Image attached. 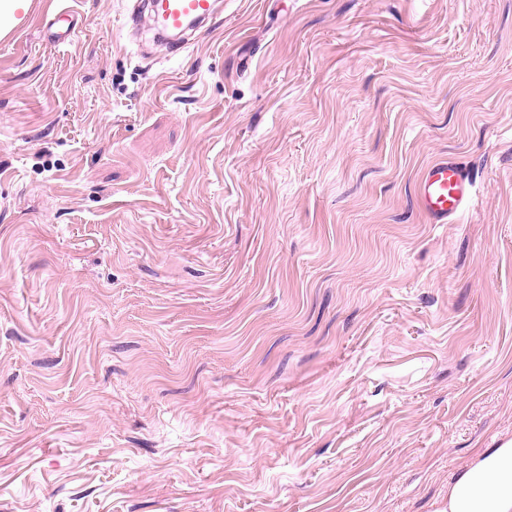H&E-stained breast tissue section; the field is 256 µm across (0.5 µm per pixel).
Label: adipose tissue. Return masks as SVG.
<instances>
[{
	"label": "adipose tissue",
	"instance_id": "obj_1",
	"mask_svg": "<svg viewBox=\"0 0 512 512\" xmlns=\"http://www.w3.org/2000/svg\"><path fill=\"white\" fill-rule=\"evenodd\" d=\"M446 512H512V439L476 453L449 479Z\"/></svg>",
	"mask_w": 512,
	"mask_h": 512
}]
</instances>
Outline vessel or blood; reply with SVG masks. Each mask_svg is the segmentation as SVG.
<instances>
[{
  "label": "vessel or blood",
  "instance_id": "b4317fda",
  "mask_svg": "<svg viewBox=\"0 0 512 512\" xmlns=\"http://www.w3.org/2000/svg\"><path fill=\"white\" fill-rule=\"evenodd\" d=\"M211 13L212 0H162V19L170 28H181L187 19H205ZM414 193L419 208L431 224L459 220L475 207L479 198L469 169L449 156L432 161L422 170Z\"/></svg>",
  "mask_w": 512,
  "mask_h": 512
}]
</instances>
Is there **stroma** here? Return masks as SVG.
I'll use <instances>...</instances> for the list:
<instances>
[{"label": "stroma", "instance_id": "obj_1", "mask_svg": "<svg viewBox=\"0 0 512 512\" xmlns=\"http://www.w3.org/2000/svg\"><path fill=\"white\" fill-rule=\"evenodd\" d=\"M136 0L0 39V512H442L512 438V0ZM482 195L430 224L414 184ZM212 0H163L162 19L167 27L179 29L190 17L206 19L212 13ZM416 202L430 224L458 221L475 207L479 192L469 169L453 157L429 163L415 183Z\"/></svg>", "mask_w": 512, "mask_h": 512}]
</instances>
